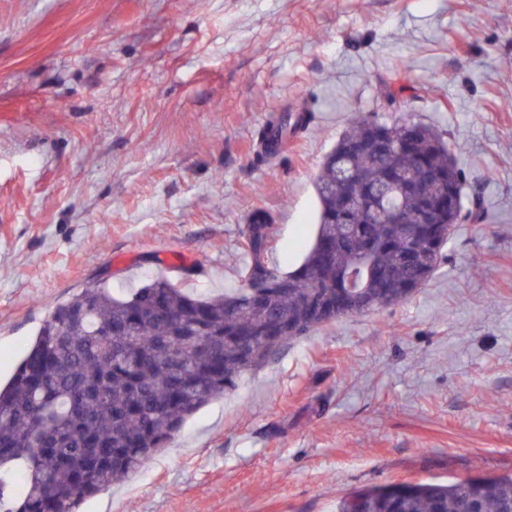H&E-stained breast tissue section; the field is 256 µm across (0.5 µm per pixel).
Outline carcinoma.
Wrapping results in <instances>:
<instances>
[{
  "label": "carcinoma",
  "mask_w": 512,
  "mask_h": 512,
  "mask_svg": "<svg viewBox=\"0 0 512 512\" xmlns=\"http://www.w3.org/2000/svg\"><path fill=\"white\" fill-rule=\"evenodd\" d=\"M274 114L257 157L278 154L312 120ZM352 179L340 178L342 169ZM403 180L374 207L371 190ZM466 176L440 132L421 122L357 116L324 157L318 229L300 266L269 263L275 224L256 209L239 231L241 286L204 297L159 277L126 296L104 285L55 305L0 387V512H77L136 474L188 418L234 391L282 347L346 316L406 302L436 271L451 230L482 218L463 202ZM397 211L403 223L386 218ZM22 478L15 486L14 478ZM360 489L337 512H509L512 476Z\"/></svg>",
  "instance_id": "obj_1"
}]
</instances>
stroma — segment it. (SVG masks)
Wrapping results in <instances>:
<instances>
[{"label": "stroma", "instance_id": "35a3bbf8", "mask_svg": "<svg viewBox=\"0 0 512 512\" xmlns=\"http://www.w3.org/2000/svg\"><path fill=\"white\" fill-rule=\"evenodd\" d=\"M397 90L396 103L385 97ZM307 105L258 161L271 113ZM434 126L483 201L408 301L318 328L81 512H336L370 485L512 474V0H0V380L103 283L238 285L312 242L315 179L360 114ZM313 114L306 109L298 112L273 114L258 131L256 138L257 157L262 160L276 156L280 146L295 137L312 120Z\"/></svg>", "mask_w": 512, "mask_h": 512}]
</instances>
